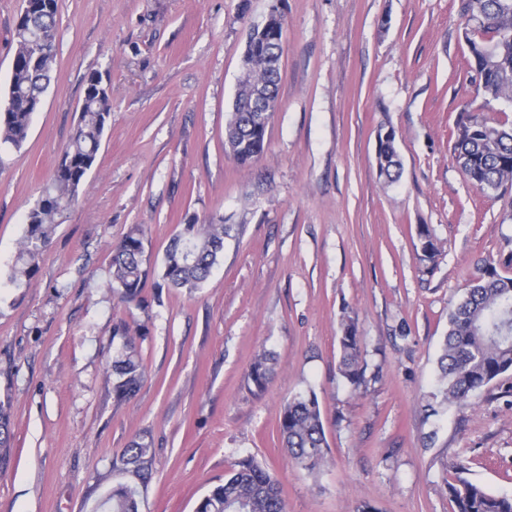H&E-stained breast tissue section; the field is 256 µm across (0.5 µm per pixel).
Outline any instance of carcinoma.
Instances as JSON below:
<instances>
[{
	"label": "carcinoma",
	"mask_w": 512,
	"mask_h": 512,
	"mask_svg": "<svg viewBox=\"0 0 512 512\" xmlns=\"http://www.w3.org/2000/svg\"><path fill=\"white\" fill-rule=\"evenodd\" d=\"M465 29H470L489 47L483 60L484 88L479 94L485 105L512 101V0H461ZM57 0H32V9L18 21L7 100L0 107V140L20 148L25 142L32 112L29 102L42 97L53 78L56 58ZM280 45L266 33H255L242 58L247 79L238 92L242 108L231 113L224 142L231 145L230 158L248 167L267 150L264 120L269 115L250 111L247 93L263 87L266 102L278 99ZM88 76L76 129L71 134L51 183L42 199L26 216L18 256L9 276L13 284L28 283L38 269L39 259L49 245L54 228L69 207L78 201L86 175L93 167L108 126L110 92ZM453 155L466 179L480 192L499 199L512 190V123L496 117L479 121L471 112H461L452 133ZM380 174L395 181L401 162L395 139L380 144L376 153ZM232 225L224 218L199 221L194 215L171 240L164 256L162 280L169 288L192 291L209 278L224 252V239ZM421 260L433 263L440 248L428 225L418 228ZM144 235L131 230L113 249L109 287L127 303H142L141 293L149 277L144 258ZM339 371L355 390L365 382L362 336L357 322L347 318L340 328ZM270 356L261 354L250 366L249 378L263 390L271 376ZM512 371V276L502 274L491 263L479 267V276L464 298L448 313V333L439 358L438 386L444 402L460 405L500 375ZM144 369L132 350L112 362V391L129 399L140 389ZM282 447L299 467L318 472L327 461L328 443L314 390L288 399L279 418ZM10 415L0 405V471L9 466L1 449L9 447ZM151 446L134 440L125 450L129 472L140 478L151 462ZM455 512H512V495H494L464 478L448 486ZM137 489L120 484L103 502L106 512H138ZM196 512H284L282 489L270 473L245 456L233 464L224 483L213 487L199 502Z\"/></svg>",
	"instance_id": "cac0c4a2"
}]
</instances>
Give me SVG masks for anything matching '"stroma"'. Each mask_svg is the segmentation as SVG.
<instances>
[{"label":"stroma","instance_id":"obj_1","mask_svg":"<svg viewBox=\"0 0 512 512\" xmlns=\"http://www.w3.org/2000/svg\"><path fill=\"white\" fill-rule=\"evenodd\" d=\"M283 15L279 107L251 166L224 151L251 26ZM459 0H58L54 79L21 148L0 143V401L12 427L0 512H101L133 481L122 461L149 442L138 512H196L252 456L285 512H454L457 475L512 494V371L448 406L434 395L448 311L484 261L512 253L508 199L468 183L452 155L474 96ZM22 0H0V104ZM112 117L78 201L36 276L4 281L27 211L51 181L85 80ZM396 132L401 176L376 163ZM233 230L201 288H158L186 217ZM441 253L421 259L418 225ZM145 232L150 284L122 302L112 246ZM363 337L366 382L339 373L345 316ZM134 330L145 377L116 400L112 361ZM270 354L264 390L248 377ZM319 399L331 459L317 475L285 455L280 411Z\"/></svg>","mask_w":512,"mask_h":512}]
</instances>
